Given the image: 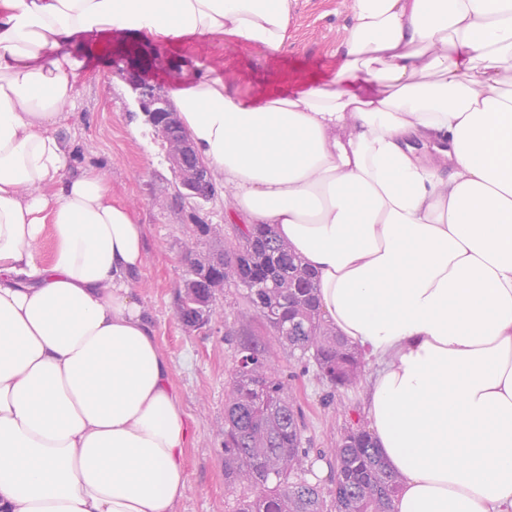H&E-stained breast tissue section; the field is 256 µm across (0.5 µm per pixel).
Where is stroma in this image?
I'll return each mask as SVG.
<instances>
[{
  "mask_svg": "<svg viewBox=\"0 0 512 512\" xmlns=\"http://www.w3.org/2000/svg\"><path fill=\"white\" fill-rule=\"evenodd\" d=\"M350 21L344 0H296L287 44L277 51L246 47L219 36H183L145 40L135 34L90 36L94 50L77 81V104L64 112L55 132L72 154L73 169L97 167L106 175L113 198L132 206L144 228L145 264L129 288L138 295L171 363L194 439L185 450L189 490L178 512H235L238 491L224 484V397L237 350L227 329L254 317L252 308L223 293L209 325L193 330L177 317V300L187 274L185 244L197 224L214 234L201 238L200 253L233 240L230 190L196 202L178 196L165 150L112 60L139 56L157 59L150 77L173 89L169 70L191 61L215 68L251 97L294 94L330 80L342 61L338 47ZM271 363L288 383V392L304 415L307 447H329L345 426L365 421L366 384L330 390L315 372L300 373L287 348L272 345ZM332 405H325L326 395Z\"/></svg>",
  "mask_w": 512,
  "mask_h": 512,
  "instance_id": "1",
  "label": "stroma"
}]
</instances>
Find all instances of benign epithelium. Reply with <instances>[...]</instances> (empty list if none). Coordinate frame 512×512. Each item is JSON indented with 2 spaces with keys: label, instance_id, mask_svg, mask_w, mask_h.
<instances>
[{
  "label": "benign epithelium",
  "instance_id": "7a95c632",
  "mask_svg": "<svg viewBox=\"0 0 512 512\" xmlns=\"http://www.w3.org/2000/svg\"><path fill=\"white\" fill-rule=\"evenodd\" d=\"M113 68L124 75L126 83L136 94L140 111L157 137L165 143L166 158L178 179V187L187 191H193L199 185L214 188L211 169L205 161L197 160L191 139L176 133L178 112L168 98L165 86L149 79L142 70L123 58L115 60Z\"/></svg>",
  "mask_w": 512,
  "mask_h": 512
}]
</instances>
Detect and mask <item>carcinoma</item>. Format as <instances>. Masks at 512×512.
I'll list each match as a JSON object with an SVG mask.
<instances>
[{"mask_svg":"<svg viewBox=\"0 0 512 512\" xmlns=\"http://www.w3.org/2000/svg\"><path fill=\"white\" fill-rule=\"evenodd\" d=\"M188 279L177 315L194 326L208 323L204 280L235 287L258 323L289 349L299 363H313L331 388L359 384L365 372L361 351L324 320L315 273L269 224H245L235 241L206 256L186 246ZM238 356L251 364L233 370L224 402V482L256 494L237 512H392L399 476L385 466L363 426L344 428L323 450L336 468L334 488L324 493L306 479L302 413L269 360L264 342L240 344Z\"/></svg>","mask_w":512,"mask_h":512,"instance_id":"carcinoma-1","label":"carcinoma"}]
</instances>
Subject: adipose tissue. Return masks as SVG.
<instances>
[{
	"mask_svg": "<svg viewBox=\"0 0 512 512\" xmlns=\"http://www.w3.org/2000/svg\"><path fill=\"white\" fill-rule=\"evenodd\" d=\"M294 5L0 0V512H177L188 492L192 424L126 286L143 227L54 133L87 35L277 51ZM349 13L330 81L258 102L186 65L177 110L235 214L274 225L374 362L393 512H512V0Z\"/></svg>",
	"mask_w": 512,
	"mask_h": 512,
	"instance_id": "ef3b65f1",
	"label": "adipose tissue"
}]
</instances>
